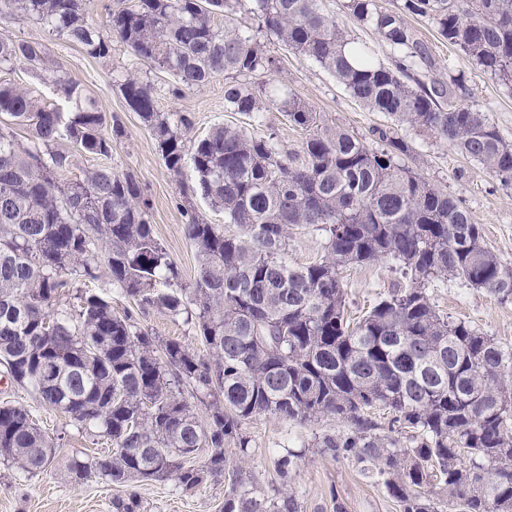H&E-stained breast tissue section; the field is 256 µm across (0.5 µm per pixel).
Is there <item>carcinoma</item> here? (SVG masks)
Returning a JSON list of instances; mask_svg holds the SVG:
<instances>
[{
    "label": "carcinoma",
    "mask_w": 512,
    "mask_h": 512,
    "mask_svg": "<svg viewBox=\"0 0 512 512\" xmlns=\"http://www.w3.org/2000/svg\"><path fill=\"white\" fill-rule=\"evenodd\" d=\"M325 2L138 0L110 12L102 29L84 0H0V24L29 16L95 58L124 47L171 73L177 96L222 75L226 111L275 109L301 135L292 152L273 131L218 125L188 146L178 129L192 125L189 115L157 111L153 87L135 75L119 84L168 171L180 175L190 156L194 192L238 227L230 234L186 213L199 265L185 288L132 171L100 166L59 181L75 153L109 158L122 135L106 131L95 98L61 69L51 85L75 104L67 114L0 83V117L27 130L23 145L11 125H0V365L76 429L112 444L111 453L76 455L65 468L73 483L96 478L126 489L112 502L116 512H141L136 483L173 476L187 494L225 475L224 512H300L294 494L261 498L227 467L226 449L248 454L242 427L257 415L346 422L350 432L326 434L313 447L373 464L400 512H438L427 490L434 477L458 512H512V348L444 318L426 292L434 281L459 279L511 299L512 264L484 245L460 201L402 163L411 147L392 128L375 129L382 147L373 149L295 94L243 81L279 69L258 39L269 36L334 75L368 111L433 133L508 185L512 144L460 102V78L423 72L426 48L403 15L432 20L444 41L512 86V0H393L390 8L347 0L358 22L400 52L393 68L348 39ZM242 14L250 25L238 24ZM45 55V44L0 32V68L34 66ZM60 139L73 151L55 149ZM294 227L321 232L323 256L290 264ZM381 260L397 263L407 285L352 322L342 271ZM102 265L139 311L197 324L210 358L159 340L91 289L78 307H60L66 276L92 282ZM190 396L209 401L206 420ZM378 407L391 415L386 432L370 415ZM202 450L207 458L196 465ZM55 457L26 406L0 404V460L34 476ZM298 458L293 450L278 458L282 480Z\"/></svg>",
    "instance_id": "cac0c4a2"
}]
</instances>
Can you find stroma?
Wrapping results in <instances>:
<instances>
[{
    "label": "stroma",
    "instance_id": "1",
    "mask_svg": "<svg viewBox=\"0 0 512 512\" xmlns=\"http://www.w3.org/2000/svg\"><path fill=\"white\" fill-rule=\"evenodd\" d=\"M345 0H330L329 10L339 28L353 41L372 46L386 65H394L396 53L384 44L370 26L361 24L344 7ZM427 48L431 69L440 77L448 73L463 75L469 90L467 104L479 108L500 134L512 142V89L484 73L459 49L443 41L432 22L419 16H405ZM7 34L44 43L47 54L37 68L0 70V83H10L30 90L33 95L54 101L51 76L63 69L96 99L111 123H119L123 134L111 159L101 161L94 155L78 158L76 164L62 172L60 179L69 183L80 179L85 168L107 163L114 169L134 172L145 196L152 204L151 222L158 241L177 264L182 285H192L197 267L196 249L184 234L186 209H195L210 224L224 221L223 212L214 210L193 195L196 174L191 162H184L180 175L166 169L154 137L134 112L128 110L118 88L124 74H135L150 83L161 112H183L193 120L182 138L193 142L217 125L237 124L260 133L276 130L285 149L300 146L299 134L288 126L279 112H264L256 118L225 111L224 79L215 77L208 84L185 93L170 91L173 77L156 67L141 63L127 49L117 46L106 58H94L64 39L50 35L41 24L17 17L4 26ZM268 49L280 60L279 71L264 76L267 90L284 89L321 112L331 125L349 129L366 144L375 145L372 131L389 126L390 120L371 112L356 102L316 62L268 42ZM397 132L413 149L409 166L469 210L483 237L502 261L512 263V185L505 186L482 165L450 148L432 133L398 126ZM401 274L393 262L384 260L352 266L343 272L350 316L362 315L382 294L388 293ZM437 311L449 319L469 322L499 343L512 346V299L503 301L483 289L459 281H439L428 290ZM137 322L153 335L175 339L191 352L208 357L193 324L172 319L156 310L137 314ZM27 406L36 423L58 445L62 458L73 454L89 455L107 451L108 443L77 430L59 411L42 404L36 395L0 376V403ZM347 426L341 420L325 418L306 423H286L268 415L253 417L243 427L250 438V453L242 457L235 449L227 455L244 486L265 495H273L282 484L275 462L286 449L302 451L295 473L288 485L301 501V512H399L396 502L376 477L349 458H336L314 448L312 442L322 434H339ZM227 481H210L194 493H182L174 479L138 483L136 491L142 501L141 512H221ZM121 488L101 480L83 484L70 481L60 463L38 475L27 477L14 468L0 464V512H113L112 502L124 496Z\"/></svg>",
    "mask_w": 512,
    "mask_h": 512
}]
</instances>
